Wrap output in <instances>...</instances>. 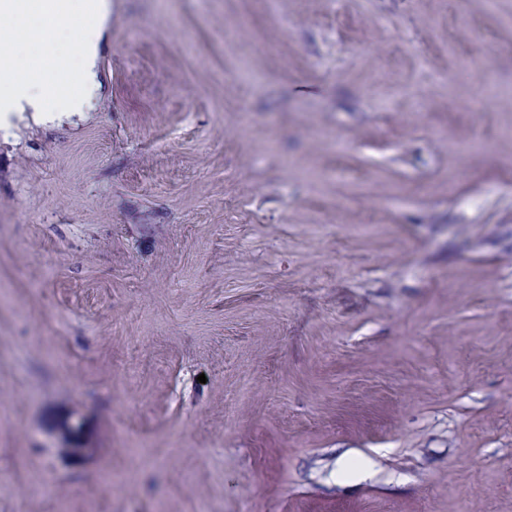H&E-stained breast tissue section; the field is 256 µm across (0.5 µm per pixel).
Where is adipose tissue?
<instances>
[{
	"label": "adipose tissue",
	"mask_w": 512,
	"mask_h": 512,
	"mask_svg": "<svg viewBox=\"0 0 512 512\" xmlns=\"http://www.w3.org/2000/svg\"><path fill=\"white\" fill-rule=\"evenodd\" d=\"M79 0H42L39 13H31L29 0H0V33L23 42H46L58 33L70 46L78 62L77 84L68 80L67 62L53 66L44 76L41 87H34L17 74V62L9 54L0 55V115L10 112H79L82 111L92 81L98 45L110 13L109 0H97L93 24L78 21ZM26 15L30 22L23 30H14L10 22Z\"/></svg>",
	"instance_id": "obj_1"
}]
</instances>
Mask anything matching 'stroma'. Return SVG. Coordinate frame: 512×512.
I'll return each instance as SVG.
<instances>
[{
  "label": "stroma",
  "instance_id": "obj_1",
  "mask_svg": "<svg viewBox=\"0 0 512 512\" xmlns=\"http://www.w3.org/2000/svg\"><path fill=\"white\" fill-rule=\"evenodd\" d=\"M110 4L0 134V512H512V0Z\"/></svg>",
  "mask_w": 512,
  "mask_h": 512
}]
</instances>
